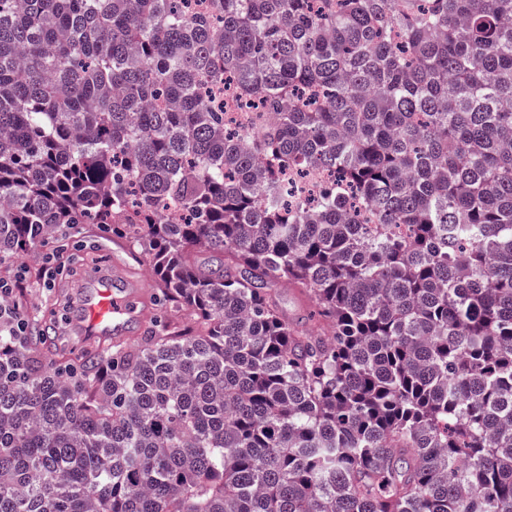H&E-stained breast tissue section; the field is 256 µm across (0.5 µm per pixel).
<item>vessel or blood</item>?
<instances>
[{"label":"vessel or blood","mask_w":512,"mask_h":512,"mask_svg":"<svg viewBox=\"0 0 512 512\" xmlns=\"http://www.w3.org/2000/svg\"><path fill=\"white\" fill-rule=\"evenodd\" d=\"M96 289L83 301L82 329L86 336L105 339L135 332L136 311L144 300L140 283L128 280L125 269L95 279Z\"/></svg>","instance_id":"obj_1"}]
</instances>
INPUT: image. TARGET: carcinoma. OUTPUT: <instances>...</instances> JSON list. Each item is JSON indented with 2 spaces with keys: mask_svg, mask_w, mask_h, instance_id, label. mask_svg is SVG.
Masks as SVG:
<instances>
[{
  "mask_svg": "<svg viewBox=\"0 0 512 512\" xmlns=\"http://www.w3.org/2000/svg\"><path fill=\"white\" fill-rule=\"evenodd\" d=\"M209 2L0 0V256L97 224L161 303L0 295V512H512V0ZM225 120L226 124L243 132H257L261 125L267 124L272 112H227L234 108L231 95L225 92ZM290 182H294L293 204L309 205L317 196L319 185L325 179V175L321 172H314L308 178L303 180H295L291 174H288ZM277 299L288 320L305 324L315 308L314 303L307 297L299 294L295 288H277Z\"/></svg>",
  "mask_w": 512,
  "mask_h": 512,
  "instance_id": "1",
  "label": "carcinoma"
}]
</instances>
